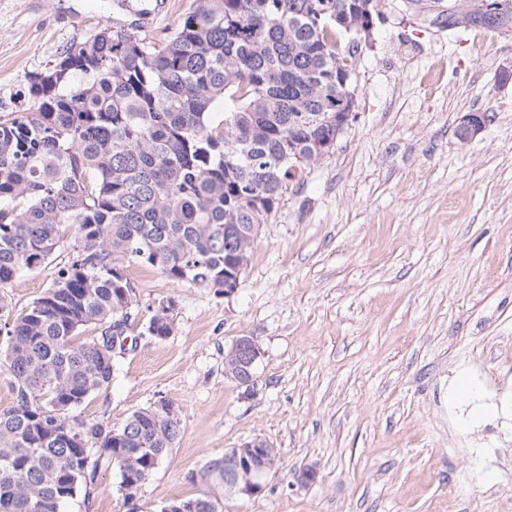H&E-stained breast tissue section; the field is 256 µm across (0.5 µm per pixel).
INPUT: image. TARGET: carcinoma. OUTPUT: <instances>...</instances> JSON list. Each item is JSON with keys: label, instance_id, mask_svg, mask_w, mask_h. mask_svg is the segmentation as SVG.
<instances>
[{"label": "carcinoma", "instance_id": "cac0c4a2", "mask_svg": "<svg viewBox=\"0 0 512 512\" xmlns=\"http://www.w3.org/2000/svg\"><path fill=\"white\" fill-rule=\"evenodd\" d=\"M378 2L194 0L159 42L104 25L28 77L34 109L0 120V357L16 393L0 410V512H61L62 491L90 498L122 456L135 467L120 484L137 483L178 439L154 405L119 428L81 417L130 327L124 268L224 287L253 249L224 225L267 223L307 171L296 156L341 135L361 39L342 18L377 17ZM497 2L470 26L512 27V0ZM70 230L52 285L12 315L14 278L45 267ZM92 324L98 335L79 340ZM146 331L164 338L174 323L154 314Z\"/></svg>", "mask_w": 512, "mask_h": 512}]
</instances>
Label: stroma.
Wrapping results in <instances>:
<instances>
[{
  "label": "stroma",
  "mask_w": 512,
  "mask_h": 512,
  "mask_svg": "<svg viewBox=\"0 0 512 512\" xmlns=\"http://www.w3.org/2000/svg\"><path fill=\"white\" fill-rule=\"evenodd\" d=\"M192 3L0 0V118L32 108L29 75L71 43L146 13L157 41ZM382 11L354 51V121L262 225L235 294L126 266L134 343L83 415L116 428L163 398L182 429L134 501L109 467L65 512H159L203 491L222 512H512V30L442 28L428 0ZM468 112L488 121L464 144ZM53 277L17 275L14 312ZM168 299L176 329L157 340L144 325ZM239 336L263 352L252 399L224 375ZM461 372L487 409L475 425L448 402ZM253 437L281 457L260 494L201 480ZM305 465L318 479L301 487Z\"/></svg>",
  "instance_id": "35a3bbf8"
}]
</instances>
